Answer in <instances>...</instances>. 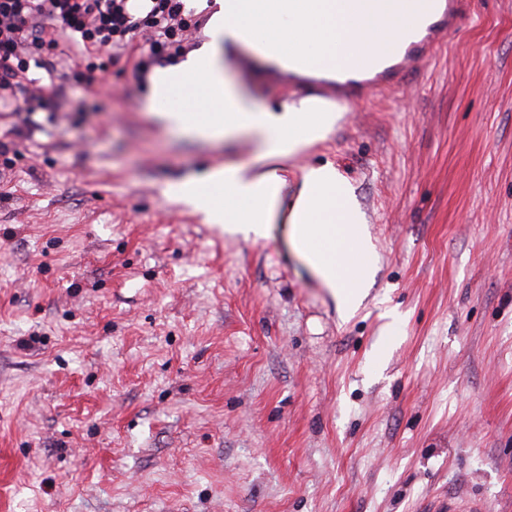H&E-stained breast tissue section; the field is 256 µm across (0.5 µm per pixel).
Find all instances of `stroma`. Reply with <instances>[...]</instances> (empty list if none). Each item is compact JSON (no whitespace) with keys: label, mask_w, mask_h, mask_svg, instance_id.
<instances>
[{"label":"stroma","mask_w":512,"mask_h":512,"mask_svg":"<svg viewBox=\"0 0 512 512\" xmlns=\"http://www.w3.org/2000/svg\"><path fill=\"white\" fill-rule=\"evenodd\" d=\"M149 53L78 89L84 56L32 47L45 103L0 104V512H512V0L283 159L335 163L368 218L347 321L285 226L229 237L165 195L256 155L147 112Z\"/></svg>","instance_id":"stroma-1"}]
</instances>
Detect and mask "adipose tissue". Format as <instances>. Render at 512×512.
Here are the masks:
<instances>
[{
	"mask_svg": "<svg viewBox=\"0 0 512 512\" xmlns=\"http://www.w3.org/2000/svg\"><path fill=\"white\" fill-rule=\"evenodd\" d=\"M211 3L206 42L178 65L153 71L148 110L167 130L198 141L249 137L262 160L326 140L344 109L315 95L254 105L236 66L316 77L347 67L358 73L397 36L385 19L352 28L349 0H193L200 10ZM166 193L233 237L263 240L287 225L289 248L328 289L342 320L356 314L374 284L378 256L366 214L332 162L302 168L293 182L274 166L228 163L188 174Z\"/></svg>",
	"mask_w": 512,
	"mask_h": 512,
	"instance_id": "ef3b65f1",
	"label": "adipose tissue"
}]
</instances>
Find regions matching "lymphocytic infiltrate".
<instances>
[{
    "mask_svg": "<svg viewBox=\"0 0 512 512\" xmlns=\"http://www.w3.org/2000/svg\"><path fill=\"white\" fill-rule=\"evenodd\" d=\"M150 2V10L139 16L130 12L129 0H0V94L22 90L21 77L30 68L25 51L42 41L47 17L84 50H123L142 34L180 52L188 28L183 0Z\"/></svg>",
    "mask_w": 512,
    "mask_h": 512,
    "instance_id": "f902f5d3",
    "label": "lymphocytic infiltrate"
}]
</instances>
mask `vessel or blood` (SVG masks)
<instances>
[{
    "instance_id": "1",
    "label": "vessel or blood",
    "mask_w": 512,
    "mask_h": 512,
    "mask_svg": "<svg viewBox=\"0 0 512 512\" xmlns=\"http://www.w3.org/2000/svg\"><path fill=\"white\" fill-rule=\"evenodd\" d=\"M470 9L471 0H359L360 14L354 21L355 27L365 26L386 13L392 21L410 18L414 24L403 29L395 62L371 76L329 83V91L348 99L363 96L375 87L398 89L409 85L411 78L423 72L446 48Z\"/></svg>"
}]
</instances>
